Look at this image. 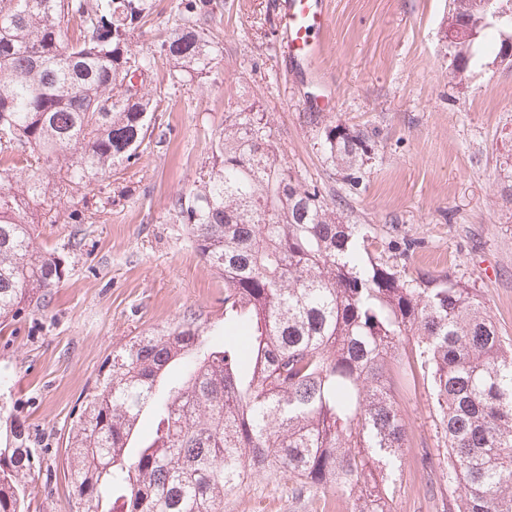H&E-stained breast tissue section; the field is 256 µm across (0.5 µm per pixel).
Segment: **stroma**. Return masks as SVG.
Instances as JSON below:
<instances>
[{
    "instance_id": "35a3bbf8",
    "label": "stroma",
    "mask_w": 512,
    "mask_h": 512,
    "mask_svg": "<svg viewBox=\"0 0 512 512\" xmlns=\"http://www.w3.org/2000/svg\"><path fill=\"white\" fill-rule=\"evenodd\" d=\"M134 49L180 23L177 0H152ZM283 0H234L210 23L223 59L203 79L170 85L158 62L160 108L172 132L135 165L58 201L61 219L38 225L39 246L61 253L67 275L45 306L0 325V446L14 422L29 426L51 468L30 486L29 512H71L65 444L87 386L113 347L192 312L224 322V280L198 253L172 207L187 194L242 102L268 112L283 164L340 201L345 222L367 225L370 259L409 275L475 288L512 340V64L480 45L468 72L450 78L442 33L450 0H326L320 78L279 52ZM331 95L336 124L368 130L374 155L349 185L332 173L306 114ZM79 213L72 223L70 213ZM419 240L403 255L404 241ZM409 443L393 489L394 512H443L444 439L430 385L413 372L398 386ZM224 512H350L334 489L300 490L285 474L248 481Z\"/></svg>"
}]
</instances>
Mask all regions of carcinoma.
<instances>
[{
    "mask_svg": "<svg viewBox=\"0 0 512 512\" xmlns=\"http://www.w3.org/2000/svg\"><path fill=\"white\" fill-rule=\"evenodd\" d=\"M224 6L180 0L182 24L144 51L131 38L150 0H0V325L40 311L65 276L35 238L59 220L50 201L164 143L150 74L159 59L173 84L211 72L205 21ZM74 18L85 27L72 40ZM509 31L512 0H451L449 74L463 77L457 61L477 39L501 48ZM307 121L332 169L355 179L369 135L324 112ZM210 153L174 210L224 279V327L191 314L112 351L68 437L73 512H224L225 495L273 472L345 492L351 512H392L409 344L439 410L448 512H512V343L476 290L363 265L367 232L278 161L268 113H228ZM147 411L154 430L140 442ZM41 472L20 425L0 448V512H24Z\"/></svg>",
    "mask_w": 512,
    "mask_h": 512,
    "instance_id": "1",
    "label": "carcinoma"
}]
</instances>
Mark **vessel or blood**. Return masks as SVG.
I'll return each mask as SVG.
<instances>
[{
  "label": "vessel or blood",
  "instance_id": "b4317fda",
  "mask_svg": "<svg viewBox=\"0 0 512 512\" xmlns=\"http://www.w3.org/2000/svg\"><path fill=\"white\" fill-rule=\"evenodd\" d=\"M280 24L282 55L303 61L311 73H318L325 50L319 34L328 26L324 0H286Z\"/></svg>",
  "mask_w": 512,
  "mask_h": 512
}]
</instances>
